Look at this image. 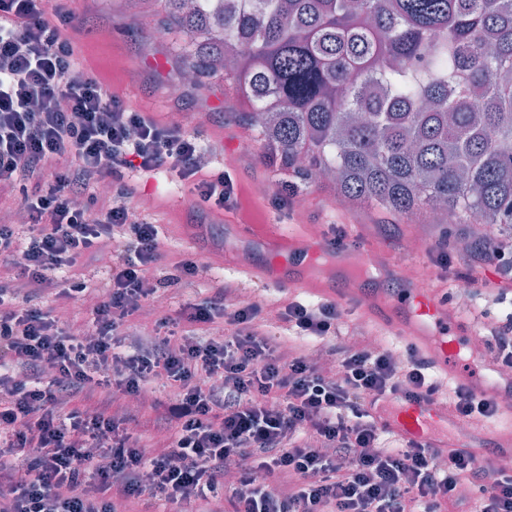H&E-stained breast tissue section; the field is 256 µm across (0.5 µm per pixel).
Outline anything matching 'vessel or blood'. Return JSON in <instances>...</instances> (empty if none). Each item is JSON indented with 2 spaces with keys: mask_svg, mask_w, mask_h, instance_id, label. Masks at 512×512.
<instances>
[{
  "mask_svg": "<svg viewBox=\"0 0 512 512\" xmlns=\"http://www.w3.org/2000/svg\"><path fill=\"white\" fill-rule=\"evenodd\" d=\"M233 234L243 243L262 250L267 258L259 271L264 278L294 288L305 287L316 262L327 252L322 240L293 238L279 224L232 225ZM344 300L355 302L361 313L377 310L386 322H399L414 344L428 342V356L449 377H461L459 367L461 348L457 341L447 339L450 326L458 316L446 300L430 289L414 290L407 299L396 300L382 290L367 286L359 274H351L343 281ZM498 392L512 389V378L500 377L491 359H484L483 374L472 382L475 394L485 388ZM372 413L388 431L405 440H423L442 454L470 448H505L512 445V434L496 433L494 428H474L468 434L458 435L456 418L446 404L438 401L393 406L387 403L373 407Z\"/></svg>",
  "mask_w": 512,
  "mask_h": 512,
  "instance_id": "vessel-or-blood-1",
  "label": "vessel or blood"
}]
</instances>
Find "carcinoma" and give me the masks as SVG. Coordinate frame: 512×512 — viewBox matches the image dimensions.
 <instances>
[{"instance_id": "obj_1", "label": "carcinoma", "mask_w": 512, "mask_h": 512, "mask_svg": "<svg viewBox=\"0 0 512 512\" xmlns=\"http://www.w3.org/2000/svg\"><path fill=\"white\" fill-rule=\"evenodd\" d=\"M224 75L270 164L344 206L512 251V0H131Z\"/></svg>"}]
</instances>
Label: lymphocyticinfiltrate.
<instances>
[{
	"mask_svg": "<svg viewBox=\"0 0 512 512\" xmlns=\"http://www.w3.org/2000/svg\"><path fill=\"white\" fill-rule=\"evenodd\" d=\"M49 0H0V206L20 198L28 221L0 225V512H128L130 503L227 501L231 512H470L460 489L485 497L480 512H512V467L443 456L422 442L393 444L369 411L376 401L441 399L457 419L496 416V399L464 383L444 389L414 349L369 347L333 300L282 303L265 317L237 284L161 316L145 342L125 346L160 291L193 286L205 265L162 261L158 228L130 204L135 176L169 171L197 197L189 223L237 210L229 175H202L197 135L133 112L110 85L81 69ZM104 285L72 277L113 240ZM84 306L85 332L57 301ZM489 322L485 350L512 368V317ZM289 340L273 341L269 319ZM223 331H214L216 322ZM319 343L309 354L297 340ZM173 387L152 401L164 447L147 450L116 411L145 400L147 384ZM89 408H74L76 397Z\"/></svg>",
	"mask_w": 512,
	"mask_h": 512,
	"instance_id": "lymphocytic-infiltrate-1",
	"label": "lymphocytic infiltrate"
}]
</instances>
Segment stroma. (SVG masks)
I'll list each match as a JSON object with an SVG mask.
<instances>
[{"label":"stroma","mask_w":512,"mask_h":512,"mask_svg":"<svg viewBox=\"0 0 512 512\" xmlns=\"http://www.w3.org/2000/svg\"><path fill=\"white\" fill-rule=\"evenodd\" d=\"M58 3L79 19L78 27L68 28L67 34L76 42L84 65L104 78L128 108L148 113L161 124L180 121L187 130L202 135L214 164L230 175L245 204L244 211L221 214L224 224L235 223L249 212L272 224L295 225L307 238L322 236L328 225H335L337 234L358 236L364 252L396 267L391 286L397 291L412 287L408 273L415 267L430 268L429 286L444 294L455 274L468 272V260L460 255L455 256L451 269L437 265L434 251L445 234L442 226L421 221L393 225L364 208L336 207L330 191L315 183L291 195L288 205L274 206L271 196L287 185L288 175L272 168L261 146L251 143L245 107L236 96L225 93L222 75L205 85L186 87L183 96L172 95L170 88L179 80L180 64L166 42L153 41L151 29L134 16L126 0ZM132 203L158 226L165 259L155 276L168 274L170 264L188 252L200 253L209 265L207 278L185 290V298L203 296L210 279L217 277L235 282L247 297L319 302V294L305 288L247 280L236 264L238 244L232 237L196 244L184 223L192 196L188 185L176 178L160 173L142 179Z\"/></svg>","instance_id":"1"}]
</instances>
